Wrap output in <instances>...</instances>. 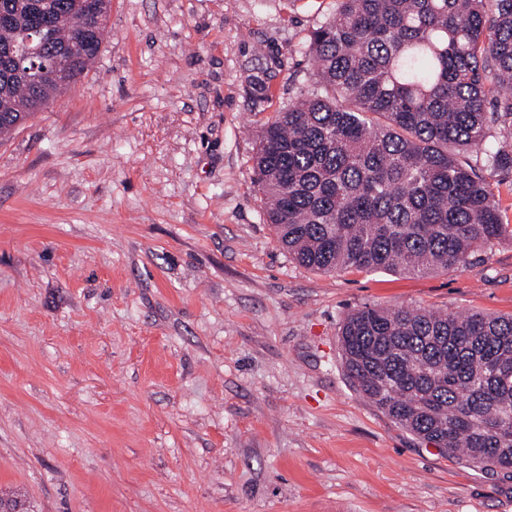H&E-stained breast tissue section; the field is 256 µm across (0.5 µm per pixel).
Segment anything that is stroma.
I'll use <instances>...</instances> for the list:
<instances>
[{
  "label": "stroma",
  "mask_w": 512,
  "mask_h": 512,
  "mask_svg": "<svg viewBox=\"0 0 512 512\" xmlns=\"http://www.w3.org/2000/svg\"><path fill=\"white\" fill-rule=\"evenodd\" d=\"M335 9L112 0L95 62L0 138V491L34 512H512L511 470L394 423L338 343L368 305L512 315V240L444 273H325L267 221L257 136Z\"/></svg>",
  "instance_id": "1"
}]
</instances>
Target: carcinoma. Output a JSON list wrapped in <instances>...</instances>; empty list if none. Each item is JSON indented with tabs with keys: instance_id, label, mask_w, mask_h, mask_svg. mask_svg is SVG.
I'll use <instances>...</instances> for the list:
<instances>
[{
	"instance_id": "obj_1",
	"label": "carcinoma",
	"mask_w": 512,
	"mask_h": 512,
	"mask_svg": "<svg viewBox=\"0 0 512 512\" xmlns=\"http://www.w3.org/2000/svg\"><path fill=\"white\" fill-rule=\"evenodd\" d=\"M31 0H0V135L93 64L105 26L84 0L40 29ZM84 43L70 81L15 58ZM312 83L258 134L254 169L281 247L323 272L412 275L467 265L512 238L485 173L512 168V0H336L309 35ZM340 350L360 393L402 428L481 470L512 468V316L366 306Z\"/></svg>"
}]
</instances>
